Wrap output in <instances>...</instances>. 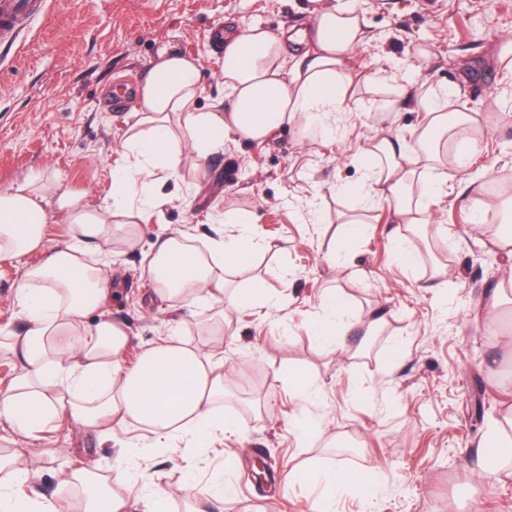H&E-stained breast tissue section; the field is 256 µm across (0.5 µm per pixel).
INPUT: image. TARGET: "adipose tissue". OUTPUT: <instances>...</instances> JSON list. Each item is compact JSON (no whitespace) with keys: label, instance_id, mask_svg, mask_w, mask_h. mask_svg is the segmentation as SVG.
Masks as SVG:
<instances>
[{"label":"adipose tissue","instance_id":"adipose-tissue-1","mask_svg":"<svg viewBox=\"0 0 512 512\" xmlns=\"http://www.w3.org/2000/svg\"><path fill=\"white\" fill-rule=\"evenodd\" d=\"M367 39L364 16L347 0L339 5L331 0L313 11L309 27L301 32L305 49L293 57L284 40L250 27L227 42L220 63L231 105L218 101L205 110L195 105L202 86L194 59L178 53L161 56L140 87L142 107L134 112L121 144L131 163L114 170L111 199L87 209L68 196L58 197L57 208L70 226L65 247L44 246L48 213L41 176L0 191V260L41 256L16 285L24 324L0 340V350L21 365L11 388L0 392V422L26 439L62 413L102 436L135 421L148 426L155 448L167 447L177 435L203 448L209 436L234 432V423L218 409L228 377L223 362L207 358L180 335L159 339L141 351L136 365L125 366L132 338L123 324L104 314L112 302L111 270L88 263L83 247L133 244L141 211H156L166 203L152 179L154 172L179 171L185 152L204 156L223 150L228 140L261 143L288 124L335 136L352 81L349 56ZM455 96V90L444 89L417 100L430 120L416 148L407 150L386 138L363 150L365 174L356 193L394 202L399 220L416 223L413 191L437 188L433 182H414L418 170L431 168L436 160V134L447 136L448 166L455 171L467 167L481 144L482 133L473 130L470 119L454 121L447 113ZM236 222L235 235L192 249L183 246L180 235L158 237L146 273L153 293L184 305L203 300L222 313L278 308L279 297L261 285L229 286L230 276L248 266L254 243L248 215L239 214ZM319 308L318 336L327 347L340 349L339 327L350 315L348 302L331 292ZM0 471L12 477L11 483L0 484V512H55L46 497L13 494L12 482L29 475L18 467L14 453L0 451ZM128 479L127 468L119 465L101 483L88 467L64 473L58 491L84 489L85 512H163L161 498L142 505L122 496L118 488ZM286 479L320 487V512H332L344 490L371 500L378 483L372 471H292Z\"/></svg>","mask_w":512,"mask_h":512}]
</instances>
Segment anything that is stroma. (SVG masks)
<instances>
[{
  "label": "stroma",
  "instance_id": "stroma-1",
  "mask_svg": "<svg viewBox=\"0 0 512 512\" xmlns=\"http://www.w3.org/2000/svg\"><path fill=\"white\" fill-rule=\"evenodd\" d=\"M371 39L351 54L354 96L335 139L284 127L273 139L188 158L176 175L159 174L169 203L139 219L135 245L105 258L112 267V319L142 347L180 330L184 340L243 369L245 381L224 388L231 436L207 450L172 438L168 447L130 462L124 492L159 495L166 512H189L193 489L224 487L223 512H317L314 492L287 485L294 467L377 471L372 502L343 493L334 512H512V468L488 480L474 465L479 440L512 414V370L499 366L504 326L485 316L484 296L512 277L502 231L479 228L478 190L512 176V70L494 62L491 45L512 34V0H356ZM313 0H45V13L12 48L0 46V190L39 174L49 215L45 243L65 245L68 227L57 195L94 208L112 193V172L127 166L120 151L129 112L148 69L165 53L193 56L201 73L198 107L226 98L220 60L229 34L258 25L287 38L305 28ZM412 60L415 70L399 69ZM439 87L460 95L456 111L479 119V151L465 172L434 166L436 192L418 195L422 224L398 221L385 202L349 194L363 171L359 150L390 136L411 146L427 125L414 97ZM248 212L260 249L235 285L262 281L281 299L266 315L242 313L224 322V344L211 348L206 329L216 308L184 307L151 297L145 272L161 233L195 244L235 233L234 216ZM349 216L365 233L348 258L332 265ZM417 253L404 266L393 255L401 241ZM23 266V265H22ZM22 266L0 261V332L21 326L14 301ZM450 281L439 284L435 268ZM343 294L353 315L379 316L372 334L353 329L344 352L330 351L315 332L319 299ZM401 346L403 356L389 351ZM307 378L312 396L295 400L293 376ZM322 421L296 442L299 416ZM137 422L109 438L60 419L23 440L0 425V448L15 451L31 478L23 496H51L57 512H80V493L56 496L61 472L95 462L101 476L119 465L129 442L147 443ZM268 468L253 478L257 459Z\"/></svg>",
  "mask_w": 512,
  "mask_h": 512
}]
</instances>
